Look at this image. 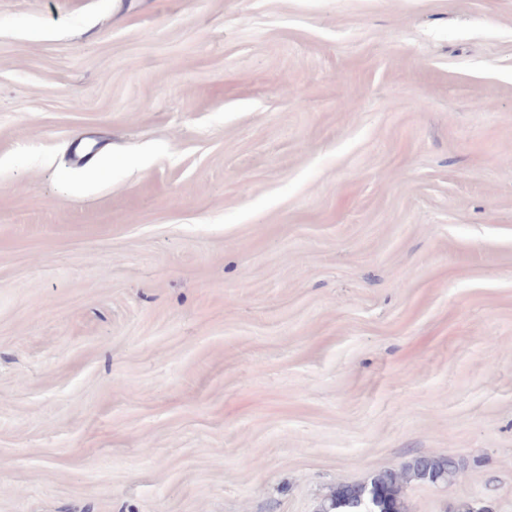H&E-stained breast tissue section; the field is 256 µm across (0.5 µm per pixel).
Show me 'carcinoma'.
<instances>
[{
    "label": "carcinoma",
    "instance_id": "obj_1",
    "mask_svg": "<svg viewBox=\"0 0 512 512\" xmlns=\"http://www.w3.org/2000/svg\"><path fill=\"white\" fill-rule=\"evenodd\" d=\"M459 472L458 462L448 456H417L400 471L385 470L367 484H346L321 506V512H402L404 481L414 477L430 483L449 480Z\"/></svg>",
    "mask_w": 512,
    "mask_h": 512
}]
</instances>
